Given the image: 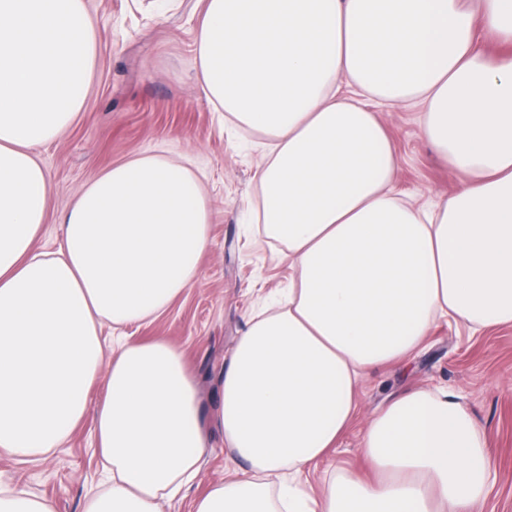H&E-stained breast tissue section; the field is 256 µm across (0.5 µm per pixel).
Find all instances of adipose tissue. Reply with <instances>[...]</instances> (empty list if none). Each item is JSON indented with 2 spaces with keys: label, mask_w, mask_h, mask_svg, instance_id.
Returning <instances> with one entry per match:
<instances>
[{
  "label": "adipose tissue",
  "mask_w": 512,
  "mask_h": 512,
  "mask_svg": "<svg viewBox=\"0 0 512 512\" xmlns=\"http://www.w3.org/2000/svg\"><path fill=\"white\" fill-rule=\"evenodd\" d=\"M201 2L199 83L266 140L257 221L292 286L250 319L221 380L216 422L248 472L210 484L194 512H484L489 435L448 387L406 389L368 420L370 478L311 475L365 373L440 319L512 327V51L489 58L479 39L512 44V0ZM98 44L85 0H0V452L37 460L94 412L112 482L82 512H161L210 443L195 381L161 337L104 357L102 326L155 321L194 284L211 207L190 168L136 156L84 185L60 243L39 245L51 179L37 150L78 117ZM400 106L461 177L427 210L395 193L379 112Z\"/></svg>",
  "instance_id": "obj_1"
}]
</instances>
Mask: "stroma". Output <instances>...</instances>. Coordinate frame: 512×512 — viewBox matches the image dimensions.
<instances>
[{
    "mask_svg": "<svg viewBox=\"0 0 512 512\" xmlns=\"http://www.w3.org/2000/svg\"><path fill=\"white\" fill-rule=\"evenodd\" d=\"M100 31L96 66L83 109L72 126L39 154L51 174L52 206L44 243L56 246L59 218L78 191L112 164L157 155L190 166L201 177L212 209L210 243L195 284L156 321L133 323L135 339H167L185 355L203 407L219 399L218 380L253 313L285 292L291 272L281 244L268 240L253 216L260 189L263 137L232 127L203 95L195 58L200 0H85ZM380 120L400 158L396 189L418 206L448 196L459 175L423 138L416 109L382 110ZM409 386L458 390L476 422L487 429L497 479L484 512H512V328L475 335L439 322L423 347L402 365L366 375L360 410L336 453L313 479L333 470L363 471L359 443L366 421ZM213 434L197 484L164 502L162 512H192L194 498L225 473L245 472ZM102 481L93 424L34 462L0 454V486L47 498L54 512H81Z\"/></svg>",
    "mask_w": 512,
    "mask_h": 512,
    "instance_id": "1",
    "label": "stroma"
}]
</instances>
